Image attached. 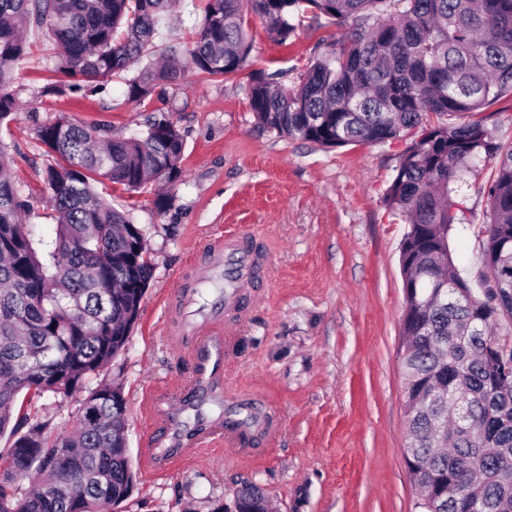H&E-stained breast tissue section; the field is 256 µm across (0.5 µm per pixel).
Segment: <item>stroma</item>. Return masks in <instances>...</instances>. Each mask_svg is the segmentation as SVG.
<instances>
[{
	"label": "stroma",
	"mask_w": 512,
	"mask_h": 512,
	"mask_svg": "<svg viewBox=\"0 0 512 512\" xmlns=\"http://www.w3.org/2000/svg\"><path fill=\"white\" fill-rule=\"evenodd\" d=\"M203 7L204 0H182L176 17L162 24L157 48L187 41ZM243 16L253 44L248 73L213 79L192 72L181 85L157 87L144 107L125 103L121 74L94 91L41 96L38 79L55 58L36 30L29 34L32 52L14 75L20 109L0 129V148L35 235L52 237L55 228L45 206L40 126L65 115L106 124L116 137H138L148 118H166L184 139L179 183L110 198L142 230L152 265L126 346L100 374L123 386L137 473L132 493L113 512H211L245 482L262 488L275 512H418L420 492L404 456L399 351V257L407 227L383 206L404 145L328 149L260 132L246 98L249 72H277L292 83L340 31L322 16L284 48L251 11ZM495 175L491 162L470 175L465 218L450 238L456 266L474 283L487 272L482 224ZM161 194L169 199L163 210L156 205ZM234 229L257 246L263 272L241 290L246 317L228 330L225 382L273 408L278 430L241 456L215 444L201 449L190 468L157 475L142 463L156 430L144 398L173 392L192 372L163 334L168 305L189 257L204 256L210 238Z\"/></svg>",
	"instance_id": "1"
}]
</instances>
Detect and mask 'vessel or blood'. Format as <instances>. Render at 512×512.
Returning <instances> with one entry per match:
<instances>
[{"label": "vessel or blood", "mask_w": 512, "mask_h": 512, "mask_svg": "<svg viewBox=\"0 0 512 512\" xmlns=\"http://www.w3.org/2000/svg\"><path fill=\"white\" fill-rule=\"evenodd\" d=\"M258 264L259 258L247 246L244 235L234 232L216 239L204 260L191 265L188 272L191 286L182 290L179 313L168 320L166 333L193 360V372L186 383L192 396L175 403L161 399L152 402L161 429L151 448L145 451L144 459L151 469L164 471L188 461L192 451L205 445L209 438H223L228 448L238 450L248 438L272 434L277 427L278 419L271 408L256 406L246 397L227 414L208 418L197 414L201 404L224 403L227 300L234 297ZM228 266L234 269V279L226 294L210 303H201L200 285L222 278Z\"/></svg>", "instance_id": "1"}]
</instances>
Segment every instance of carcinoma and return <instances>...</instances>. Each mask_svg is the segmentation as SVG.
<instances>
[{
    "instance_id": "obj_1",
    "label": "carcinoma",
    "mask_w": 512,
    "mask_h": 512,
    "mask_svg": "<svg viewBox=\"0 0 512 512\" xmlns=\"http://www.w3.org/2000/svg\"><path fill=\"white\" fill-rule=\"evenodd\" d=\"M242 0H207L189 42L127 80L126 102L143 106L159 85L188 71L230 78L249 64ZM268 36L289 47L309 19L344 29L291 85L257 73L245 91L257 126L326 148L403 140L383 202L408 224L401 248L405 448L411 481L432 502L421 512H512V142L484 110L512 98V0H247ZM177 0H0V127L19 109L12 83L37 28L56 48L41 95L108 79L150 53ZM465 114L467 120L454 118ZM448 121H443V118ZM47 162V208L55 237L32 236L0 150V435L16 436L0 474V512H105L136 482L119 384L92 380L124 349L149 286L142 231L96 185L142 192L182 175L184 140L173 121L142 137L61 116L38 130ZM487 189L483 297L474 295L449 245L464 219L458 196L480 162ZM86 393L93 419L69 434L25 405ZM34 473L14 486L17 470ZM239 512H268L251 483Z\"/></svg>"
}]
</instances>
